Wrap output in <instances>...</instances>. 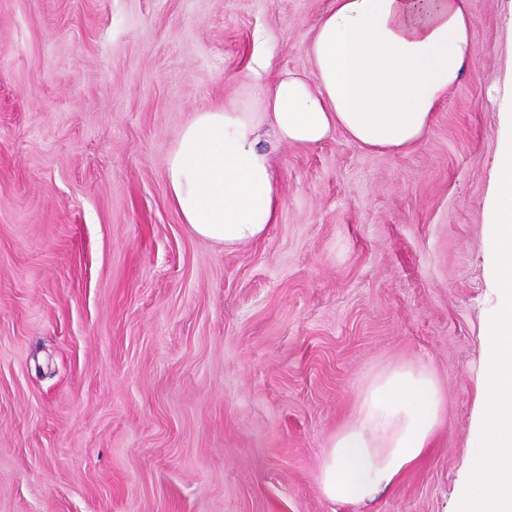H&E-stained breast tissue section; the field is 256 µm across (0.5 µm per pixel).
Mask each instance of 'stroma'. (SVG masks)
Wrapping results in <instances>:
<instances>
[{"label": "stroma", "instance_id": "1", "mask_svg": "<svg viewBox=\"0 0 512 512\" xmlns=\"http://www.w3.org/2000/svg\"><path fill=\"white\" fill-rule=\"evenodd\" d=\"M330 0H0V512H452L494 303L485 257L512 110V0L427 137L269 141L283 208L193 235L166 163L245 78L306 71ZM436 376L428 454L333 502L324 456L377 373Z\"/></svg>", "mask_w": 512, "mask_h": 512}]
</instances>
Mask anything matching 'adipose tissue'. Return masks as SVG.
Wrapping results in <instances>:
<instances>
[{"label":"adipose tissue","mask_w":512,"mask_h":512,"mask_svg":"<svg viewBox=\"0 0 512 512\" xmlns=\"http://www.w3.org/2000/svg\"><path fill=\"white\" fill-rule=\"evenodd\" d=\"M472 27L469 0H330L308 47L311 74L261 83L271 55L257 46L247 80L222 107L195 113L169 151L168 195L183 223L228 249L266 236L283 199L264 130L303 147L339 130L378 151L418 144L472 56ZM444 413L427 368L379 373L326 454L322 494L373 499L425 453Z\"/></svg>","instance_id":"obj_1"}]
</instances>
